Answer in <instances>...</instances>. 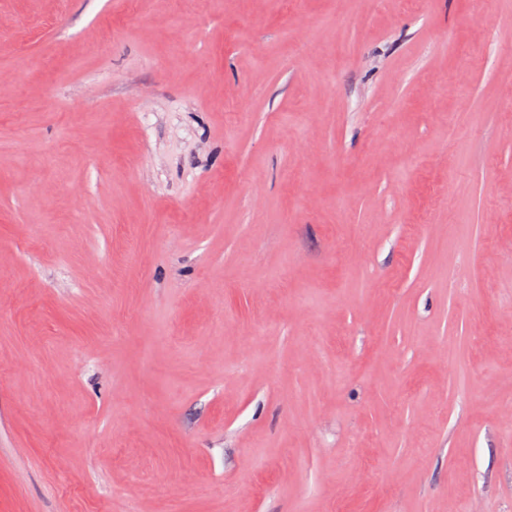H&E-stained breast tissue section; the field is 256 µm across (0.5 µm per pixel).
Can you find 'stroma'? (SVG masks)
Instances as JSON below:
<instances>
[{"label":"stroma","instance_id":"stroma-1","mask_svg":"<svg viewBox=\"0 0 512 512\" xmlns=\"http://www.w3.org/2000/svg\"><path fill=\"white\" fill-rule=\"evenodd\" d=\"M512 0H0V512H512Z\"/></svg>","mask_w":512,"mask_h":512}]
</instances>
